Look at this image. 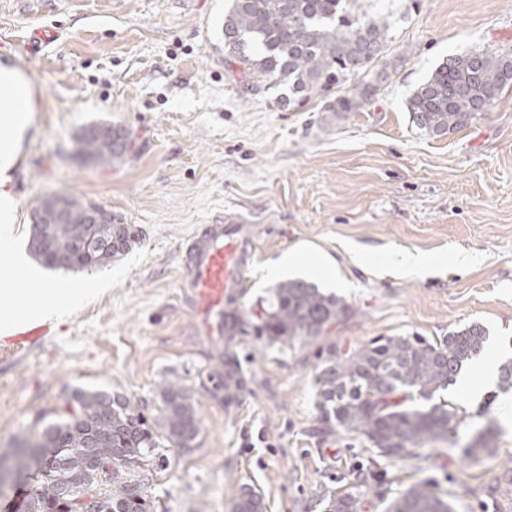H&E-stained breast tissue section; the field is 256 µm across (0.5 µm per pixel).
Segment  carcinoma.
Here are the masks:
<instances>
[{
	"label": "carcinoma",
	"instance_id": "cac0c4a2",
	"mask_svg": "<svg viewBox=\"0 0 512 512\" xmlns=\"http://www.w3.org/2000/svg\"><path fill=\"white\" fill-rule=\"evenodd\" d=\"M390 4L368 12L358 0H231L224 14V64L234 77L240 98L249 100L286 81L294 96L324 90L342 76L362 75L348 95L329 105L334 112H353L368 102L390 74L375 71L390 40ZM512 84V50L474 48L439 65L414 92L408 110L417 129L431 138L467 127L487 111ZM102 127L91 123L78 134L79 152L100 164L123 159L131 137L108 140L88 134ZM142 230L128 224L112 234L95 224L86 203L69 194L43 199L33 213L30 250L44 266L58 268L50 254L70 257L65 270L99 267L120 257L139 242ZM351 313L346 301L303 279L274 286L271 300L246 320L236 307L224 312L227 342L253 326L271 347H294L315 340ZM483 325L470 324L429 341L421 336H383L338 354L330 352L318 367L319 405L325 423L363 438L390 460H402L417 447L448 436L456 419L443 392L462 368L484 348ZM224 392L228 400L244 389L235 360L224 361ZM162 407L154 424L130 399L102 391L77 390L75 408L38 434L0 448V496L24 481L32 493L27 512H73L57 496L69 472L60 466L77 461L97 439L96 454L112 465L110 491L102 512H154L143 470L150 453L165 437L190 447L199 433L197 409L187 387L166 379L160 388ZM136 460L139 466L127 467ZM358 486L344 494L326 491L323 512H357ZM230 512H264L262 496L243 487ZM387 512H452L448 502L429 487L409 489L394 499Z\"/></svg>",
	"mask_w": 512,
	"mask_h": 512
}]
</instances>
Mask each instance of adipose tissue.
I'll return each instance as SVG.
<instances>
[{"mask_svg":"<svg viewBox=\"0 0 512 512\" xmlns=\"http://www.w3.org/2000/svg\"><path fill=\"white\" fill-rule=\"evenodd\" d=\"M36 110L30 79L16 66L0 60V127L6 129L5 134H0V261L8 263L23 282L22 287L12 289L0 300L19 306L25 318L41 321L60 318L77 309L93 296L94 290L38 280L13 252L17 204L10 186V171Z\"/></svg>","mask_w":512,"mask_h":512,"instance_id":"1","label":"adipose tissue"}]
</instances>
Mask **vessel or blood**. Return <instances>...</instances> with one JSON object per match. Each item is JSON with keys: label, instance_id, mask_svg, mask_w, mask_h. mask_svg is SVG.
Wrapping results in <instances>:
<instances>
[{"label": "vessel or blood", "instance_id": "vessel-or-blood-1", "mask_svg": "<svg viewBox=\"0 0 512 512\" xmlns=\"http://www.w3.org/2000/svg\"><path fill=\"white\" fill-rule=\"evenodd\" d=\"M251 245L241 225L224 223L202 225L186 241L183 280L204 335L223 332L224 302L241 295ZM50 333L49 324L24 322L8 343L16 348H34Z\"/></svg>", "mask_w": 512, "mask_h": 512}]
</instances>
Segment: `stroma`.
Segmentation results:
<instances>
[{
    "mask_svg": "<svg viewBox=\"0 0 512 512\" xmlns=\"http://www.w3.org/2000/svg\"><path fill=\"white\" fill-rule=\"evenodd\" d=\"M225 0H0V59L32 81L39 103L12 174L16 246L27 251L34 207L68 192L105 205L143 238L111 265L40 268L60 283L100 289L38 348L0 345V447L37 433L75 389L122 394L153 416L159 385L179 378L199 434L183 448L161 439L148 495L158 512H229L243 486L265 512H322L325 490L362 484L357 512H385L427 483L454 512H512V426L504 394L445 391L455 431L389 461L330 430L318 407L321 355L381 336L432 340L477 322L479 358L503 362L512 342V89L471 125L431 138L407 100L449 56L512 49V0H394L390 78L355 112H332L348 82L288 105L287 86L243 101L224 67ZM54 29L32 60L24 34ZM129 130L134 151L107 166L82 162L79 130ZM234 213L254 243L244 311L267 299V267L287 252L301 278L336 293L351 316L317 342L268 346L250 333L226 342L199 333L180 279L182 249L203 224ZM407 250L439 259L426 271L387 264ZM246 388L224 398V356ZM493 428L490 448L464 449Z\"/></svg>",
    "mask_w": 512,
    "mask_h": 512,
    "instance_id": "35a3bbf8",
    "label": "stroma"
}]
</instances>
